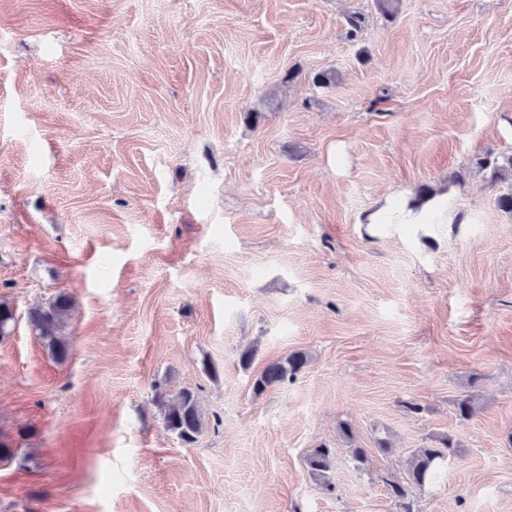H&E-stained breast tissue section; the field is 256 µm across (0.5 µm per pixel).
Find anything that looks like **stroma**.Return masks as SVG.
<instances>
[{
	"mask_svg": "<svg viewBox=\"0 0 512 512\" xmlns=\"http://www.w3.org/2000/svg\"><path fill=\"white\" fill-rule=\"evenodd\" d=\"M510 155L512 0H0V512H398L446 434L413 512H512V214L476 166ZM422 184L426 223H367ZM60 293L62 362L28 323ZM308 356L303 351L290 353L286 358L269 363L253 381L252 390L261 395L268 388L293 379L308 364ZM154 399L165 430L187 443L195 442L203 433L206 418L194 390L184 387L169 394L163 387H157ZM441 447L428 446L417 448L410 459L406 473V481H386L388 494L396 502L400 512H413L412 503L408 500V486H423L429 482L438 465L454 454L457 442L454 437L446 434L437 438ZM332 456V448H328L326 445L321 444L311 448L305 459L310 474L318 478H328Z\"/></svg>",
	"mask_w": 512,
	"mask_h": 512,
	"instance_id": "obj_1",
	"label": "stroma"
}]
</instances>
